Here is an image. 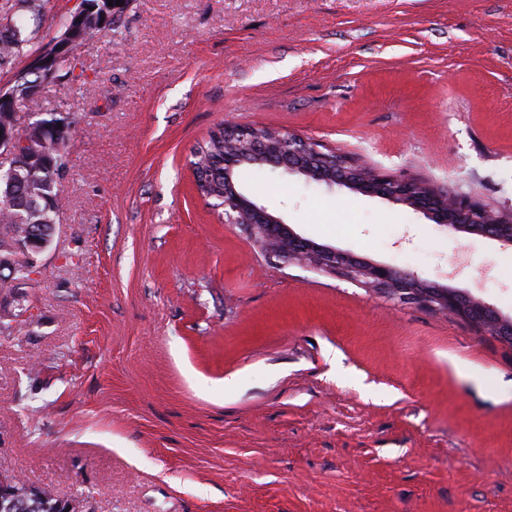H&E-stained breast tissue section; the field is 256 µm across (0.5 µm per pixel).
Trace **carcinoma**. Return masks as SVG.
<instances>
[{"label":"carcinoma","instance_id":"carcinoma-1","mask_svg":"<svg viewBox=\"0 0 512 512\" xmlns=\"http://www.w3.org/2000/svg\"><path fill=\"white\" fill-rule=\"evenodd\" d=\"M96 17V24L87 28L85 36L112 29L116 19L126 10L129 0L121 6H110L108 0H85ZM34 31L12 15H0V66L32 44ZM55 78L76 81V48L58 53L54 60ZM45 79L42 75L25 70L11 86L12 97L0 104L14 107L21 112H34ZM45 129L47 145L43 146L41 166L31 169L20 158L14 157L0 172V257H17V245L29 229L41 226L49 243H54L59 215L64 206L62 181L70 169V141L75 121L60 113H45L39 118ZM224 156V127L211 131L208 139L198 145L192 154L191 167L195 171L209 170L211 181L195 182L198 192L209 200V205L219 208L224 203V174L216 160ZM23 492L19 505H9L5 500L0 512H58L51 490L35 487L24 481H15Z\"/></svg>","mask_w":512,"mask_h":512}]
</instances>
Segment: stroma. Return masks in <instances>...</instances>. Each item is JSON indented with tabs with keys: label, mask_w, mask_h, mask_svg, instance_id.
<instances>
[{
	"label": "stroma",
	"mask_w": 512,
	"mask_h": 512,
	"mask_svg": "<svg viewBox=\"0 0 512 512\" xmlns=\"http://www.w3.org/2000/svg\"><path fill=\"white\" fill-rule=\"evenodd\" d=\"M41 109L75 117L33 281L0 293V471L84 512H512V346L269 257L195 189L225 123L512 210V0H129ZM319 245L512 316V249L246 167Z\"/></svg>",
	"instance_id": "stroma-1"
}]
</instances>
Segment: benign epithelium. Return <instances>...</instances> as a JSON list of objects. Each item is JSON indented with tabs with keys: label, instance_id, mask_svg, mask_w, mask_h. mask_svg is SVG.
I'll use <instances>...</instances> for the list:
<instances>
[{
	"label": "benign epithelium",
	"instance_id": "7a95c632",
	"mask_svg": "<svg viewBox=\"0 0 512 512\" xmlns=\"http://www.w3.org/2000/svg\"><path fill=\"white\" fill-rule=\"evenodd\" d=\"M33 112H17L14 125L22 133L0 136V155L10 157L26 145L24 133L35 127ZM224 128L239 134L246 152L254 162L282 167L315 182L339 184L356 191L382 196L431 217L435 223L456 232H465L512 246V211L504 212L466 193L440 194L416 178L393 175L380 169L361 170L354 161L336 158V152L322 150L316 141L298 135L285 137L281 146L271 144L255 127L226 124ZM241 161L240 144L224 143V213L228 224H238L253 236L269 254L285 263H298L333 273L361 284L399 303H421L454 316L486 336L512 342V317L502 316L483 299L458 289L422 278L414 271L362 260L348 252L318 245L293 232L284 220L254 201L245 198L233 179ZM363 171L364 182L350 178L353 171Z\"/></svg>",
	"mask_w": 512,
	"mask_h": 512
}]
</instances>
